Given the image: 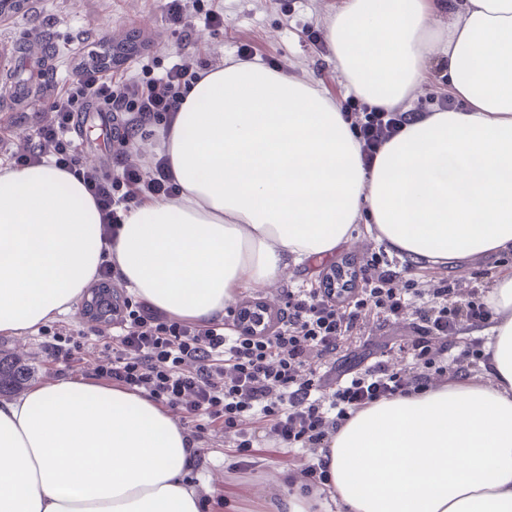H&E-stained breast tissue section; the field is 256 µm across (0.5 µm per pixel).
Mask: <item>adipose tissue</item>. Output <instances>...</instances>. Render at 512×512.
<instances>
[{
  "mask_svg": "<svg viewBox=\"0 0 512 512\" xmlns=\"http://www.w3.org/2000/svg\"><path fill=\"white\" fill-rule=\"evenodd\" d=\"M326 28L347 92L395 108L444 58L464 108L405 126L367 169L314 81L228 64L181 95L165 142L179 196L129 211L108 245L73 171H0V335L69 311L106 255L130 294L206 321L362 225L413 261L512 252V0H341ZM487 304L491 383L384 400L332 436L340 512H512V274ZM186 448L144 396L91 380L34 387L0 401V512H199Z\"/></svg>",
  "mask_w": 512,
  "mask_h": 512,
  "instance_id": "obj_1",
  "label": "adipose tissue"
}]
</instances>
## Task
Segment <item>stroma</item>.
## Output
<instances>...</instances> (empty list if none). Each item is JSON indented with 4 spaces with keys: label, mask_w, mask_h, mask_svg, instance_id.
<instances>
[{
    "label": "stroma",
    "mask_w": 512,
    "mask_h": 512,
    "mask_svg": "<svg viewBox=\"0 0 512 512\" xmlns=\"http://www.w3.org/2000/svg\"><path fill=\"white\" fill-rule=\"evenodd\" d=\"M214 8L223 10L224 24H209L204 15H196L187 31L172 30L166 22V0H37L30 13L10 12L0 19V63L10 64L6 51L20 44L31 48L47 46L50 55L45 62L47 72L56 74L59 82H68V65L73 47L84 41H96L113 33L127 34L136 41L153 40V55L140 56L128 63L130 73L142 70L160 73L188 51L203 61L231 58L237 47H249L255 59L267 67L288 72L298 78L315 80L335 101H342L345 86L331 55L308 40L305 29H324L326 18L333 14L338 0H212ZM40 106L39 96L18 101L11 93L0 96V136L14 143L30 132L28 124L18 122L22 113H33ZM379 243L368 233L342 245L330 258L308 264L304 268L289 267L281 277L259 289H246L233 303L234 309L253 299L261 301L273 314H280L286 304L289 288L317 289L331 268L360 266ZM512 269V255L485 257L456 266L430 265L425 271V288L438 287L440 279L451 278L462 291L492 288L505 271ZM82 304H75L56 321L63 326H77L89 336L91 347L82 361L63 367L48 358L35 331L18 337L0 335V357L19 359L29 370V386L46 385L65 377L88 379L95 358L103 348V337L112 336L110 328L85 318ZM412 329L401 319L385 327L368 321L362 335L347 344L346 365L354 366L372 357L386 356L396 369H409L411 358L397 350ZM205 464L199 471L201 485L216 506L213 512H276L282 497L301 486L300 471L306 459L301 452L267 445L258 449L259 476L251 478L237 472L239 459L233 437L209 433L204 445Z\"/></svg>",
    "instance_id": "stroma-1"
}]
</instances>
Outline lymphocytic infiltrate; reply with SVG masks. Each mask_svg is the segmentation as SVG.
Instances as JSON below:
<instances>
[{
    "mask_svg": "<svg viewBox=\"0 0 512 512\" xmlns=\"http://www.w3.org/2000/svg\"><path fill=\"white\" fill-rule=\"evenodd\" d=\"M124 48V42L107 39L102 48L81 52L65 90L44 81L43 105L30 134L10 150L9 167H75L78 146L68 133L76 115L96 103L128 113L123 132L128 143L147 124L171 127L183 89L203 77L208 63L187 52L160 75L119 81L111 74L112 53ZM341 108L368 162L403 125L423 116L413 108L384 110L353 95ZM112 168L110 176L93 168L81 172L101 212L104 236L119 231L123 210L178 191L165 157L133 163L122 151L114 155ZM408 270V265L375 251L351 273L352 280L362 283L353 300H345L340 289H289L288 314L271 332L248 319L228 328L218 319L193 322L172 317L143 299L128 302L112 309L120 332L111 353L97 359L94 374L180 414L192 458H199L201 443L217 425L234 434L240 455H250L262 439L308 452L311 460L300 472L304 486L324 487L329 474L317 455L357 412L426 388L437 376L471 378L490 361L481 339L470 340L462 349L457 346L467 331L489 325L484 299L461 297L456 280L449 278L425 293L420 280L408 277ZM371 313L385 323L411 317L414 334L399 346L414 361L410 372L394 370L383 359L345 375L327 368L328 358L361 334ZM38 334L53 360L70 364L85 352L83 331L53 324L40 327ZM451 349L456 352L455 367L449 370L442 361ZM257 415L267 418L261 430L241 428L242 418Z\"/></svg>",
    "mask_w": 512,
    "mask_h": 512,
    "instance_id": "obj_1",
    "label": "lymphocytic infiltrate"
}]
</instances>
